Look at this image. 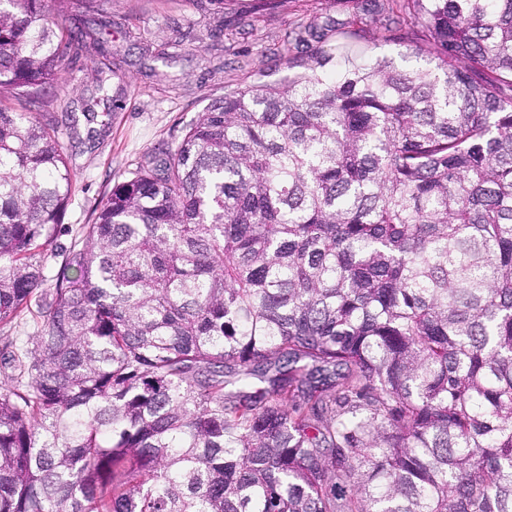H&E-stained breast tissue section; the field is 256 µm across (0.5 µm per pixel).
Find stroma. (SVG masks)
Here are the masks:
<instances>
[{
	"mask_svg": "<svg viewBox=\"0 0 512 512\" xmlns=\"http://www.w3.org/2000/svg\"><path fill=\"white\" fill-rule=\"evenodd\" d=\"M278 0L252 13L249 0L198 9L192 0H109L111 53L68 64L47 108L73 173L70 205L44 258L53 278L81 242L91 211L144 154L176 145L181 128L213 100L256 82L284 85L289 50L306 64L313 50L335 51L339 32L377 56L399 58L421 32L400 0Z\"/></svg>",
	"mask_w": 512,
	"mask_h": 512,
	"instance_id": "obj_1",
	"label": "stroma"
}]
</instances>
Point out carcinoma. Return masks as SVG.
Here are the masks:
<instances>
[{
	"label": "carcinoma",
	"mask_w": 512,
	"mask_h": 512,
	"mask_svg": "<svg viewBox=\"0 0 512 512\" xmlns=\"http://www.w3.org/2000/svg\"><path fill=\"white\" fill-rule=\"evenodd\" d=\"M68 2L0 0V98L84 55ZM406 8L419 65L206 105L50 288L71 170L0 104V512H512V0ZM25 320L13 322L8 325H0V386H11L15 383L18 370L10 364H4L3 353L6 352L3 347L5 343L13 342L14 347L29 346V336L33 332L32 326L24 324Z\"/></svg>",
	"instance_id": "cac0c4a2"
}]
</instances>
